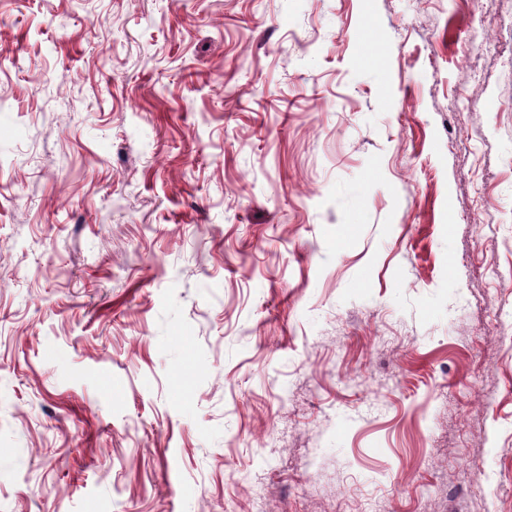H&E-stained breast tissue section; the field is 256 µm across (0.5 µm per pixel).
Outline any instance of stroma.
I'll list each match as a JSON object with an SVG mask.
<instances>
[{
  "label": "stroma",
  "instance_id": "stroma-1",
  "mask_svg": "<svg viewBox=\"0 0 512 512\" xmlns=\"http://www.w3.org/2000/svg\"><path fill=\"white\" fill-rule=\"evenodd\" d=\"M512 512V0H0V512Z\"/></svg>",
  "mask_w": 512,
  "mask_h": 512
}]
</instances>
